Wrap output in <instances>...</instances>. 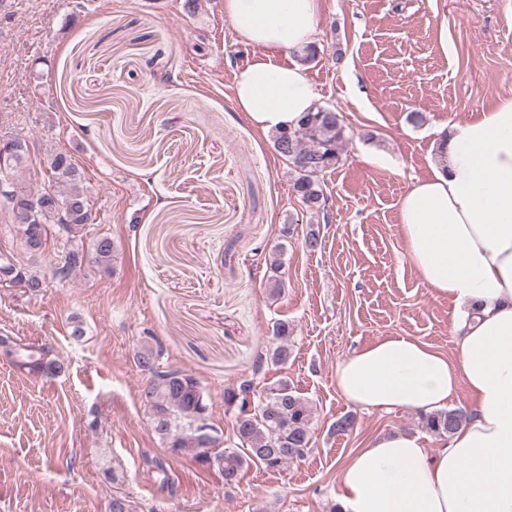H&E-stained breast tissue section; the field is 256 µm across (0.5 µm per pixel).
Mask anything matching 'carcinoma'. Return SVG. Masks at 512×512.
I'll return each mask as SVG.
<instances>
[{"label": "carcinoma", "mask_w": 512, "mask_h": 512, "mask_svg": "<svg viewBox=\"0 0 512 512\" xmlns=\"http://www.w3.org/2000/svg\"><path fill=\"white\" fill-rule=\"evenodd\" d=\"M271 139L275 151L287 158L298 172L294 190L302 202L309 208L320 207L323 199L320 178L342 163L348 142L342 113L319 105L296 128L276 131ZM48 170V184L35 194L19 186L9 175L0 174V179H5V185L0 187V219L13 224L16 215H21L18 233L25 246L34 252L42 249L50 227L58 224L70 235L87 224L91 214L81 173L72 157L63 152L54 154ZM114 254V241L105 234L93 239L87 253L67 251L55 275L66 279L87 261L107 272ZM15 270L29 291L39 293L44 288L45 279L37 270L30 266L18 268L11 257L0 254V281ZM273 333L277 344L270 358H257L251 378L224 389V412L234 416L237 443L197 454L201 465L220 469L224 484L231 488L239 482L244 466L251 462L269 471H279L312 450L314 425L309 401L286 380L273 385L258 381L265 363L284 364L291 354L288 323H277ZM46 353L48 349L44 347L39 357L26 354L20 366L31 371L61 369L56 361H44ZM161 355L162 349L148 342L136 353L138 367L148 376L141 398L151 429L175 453L202 448L204 435L199 421H210L207 394L192 375L177 369L159 370ZM463 416L460 408L442 409L420 415V422L425 430L440 437L453 433Z\"/></svg>", "instance_id": "carcinoma-1"}]
</instances>
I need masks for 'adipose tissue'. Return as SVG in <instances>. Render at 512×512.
Returning <instances> with one entry per match:
<instances>
[{
	"mask_svg": "<svg viewBox=\"0 0 512 512\" xmlns=\"http://www.w3.org/2000/svg\"><path fill=\"white\" fill-rule=\"evenodd\" d=\"M322 0H224L252 60L233 73V104L259 131L297 126L319 94L299 54ZM427 177L399 202L409 263L455 306L458 358L406 336L363 346L336 367V390L361 410L447 408L466 390V419L427 448L379 433L340 467L341 512H512V96L436 130Z\"/></svg>",
	"mask_w": 512,
	"mask_h": 512,
	"instance_id": "adipose-tissue-1",
	"label": "adipose tissue"
}]
</instances>
